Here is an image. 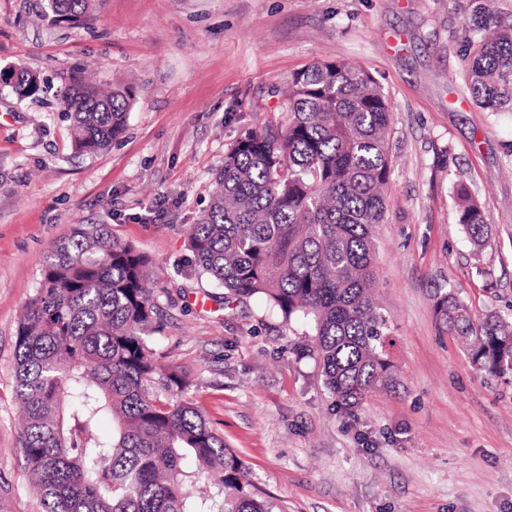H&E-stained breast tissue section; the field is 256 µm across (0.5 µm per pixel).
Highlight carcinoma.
<instances>
[{"instance_id":"carcinoma-1","label":"carcinoma","mask_w":512,"mask_h":512,"mask_svg":"<svg viewBox=\"0 0 512 512\" xmlns=\"http://www.w3.org/2000/svg\"><path fill=\"white\" fill-rule=\"evenodd\" d=\"M94 2L46 0L43 17L80 23ZM471 32L464 79L473 103L512 109V25L485 5ZM21 74L23 96L41 97L43 79ZM284 96L287 122L247 132L225 155L189 250L227 301L262 296L286 323L311 319L308 356L335 405L353 416L391 368L373 260L376 227L386 223L393 107L372 74L346 60L293 72ZM135 98L130 84L72 76L59 99L73 149L111 146ZM455 196V223L482 246L481 205L463 182ZM149 280L148 258L105 224L77 225L47 256L18 323L14 363L21 447L43 512H274L188 397L189 382L161 369V309ZM434 311L469 344L478 369L512 374V319L475 322L451 289L435 297ZM107 418L110 438L100 434Z\"/></svg>"}]
</instances>
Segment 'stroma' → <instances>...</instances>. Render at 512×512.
Segmentation results:
<instances>
[{
    "label": "stroma",
    "instance_id": "stroma-1",
    "mask_svg": "<svg viewBox=\"0 0 512 512\" xmlns=\"http://www.w3.org/2000/svg\"><path fill=\"white\" fill-rule=\"evenodd\" d=\"M478 0H99L81 25L44 0H0V68L52 91L0 90V512H41L14 394L19 316L44 259L79 224L152 257L161 365L191 395L275 512H512V379L479 371L434 313L454 289L474 319L512 315V112L473 107L464 81ZM352 60L393 106L387 221L375 233L390 379L355 416L333 403L313 328L263 301L230 308L194 269L187 233L225 155L286 119L282 89L314 62ZM93 67L134 84L122 138L82 155L55 96ZM464 181L490 226L475 249L454 222Z\"/></svg>",
    "mask_w": 512,
    "mask_h": 512
}]
</instances>
